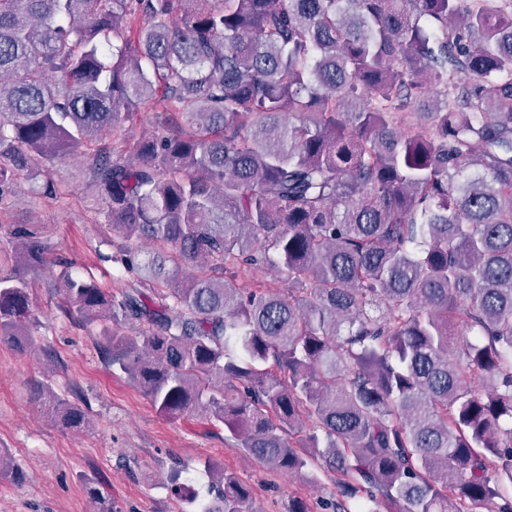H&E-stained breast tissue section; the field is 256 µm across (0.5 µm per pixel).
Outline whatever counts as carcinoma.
Segmentation results:
<instances>
[{"label":"carcinoma","instance_id":"carcinoma-1","mask_svg":"<svg viewBox=\"0 0 512 512\" xmlns=\"http://www.w3.org/2000/svg\"><path fill=\"white\" fill-rule=\"evenodd\" d=\"M144 102L161 132L85 157L129 281L61 274L66 312L136 325L112 366L270 470L321 462L334 512H512V0H0V195ZM9 240L21 351L51 245ZM264 265L285 288L236 286ZM212 476L202 512H254Z\"/></svg>","mask_w":512,"mask_h":512}]
</instances>
